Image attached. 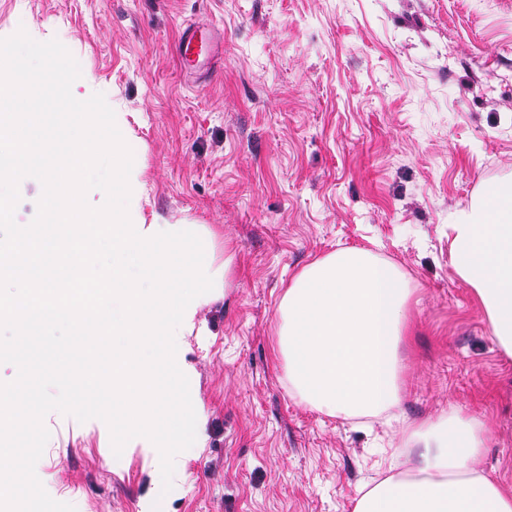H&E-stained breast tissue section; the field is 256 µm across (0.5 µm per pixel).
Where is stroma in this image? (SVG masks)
Masks as SVG:
<instances>
[{
  "mask_svg": "<svg viewBox=\"0 0 512 512\" xmlns=\"http://www.w3.org/2000/svg\"><path fill=\"white\" fill-rule=\"evenodd\" d=\"M224 55L183 73L189 24ZM63 44L75 94L124 113L145 217L217 235L224 299L187 361L206 447L114 455L107 425L57 411L36 474L76 512H352L390 443L449 411L474 419L479 464L512 484V357L450 260L451 216L512 184V0H0V38ZM345 247L412 290L400 417L346 421L293 395L278 309L307 266Z\"/></svg>",
  "mask_w": 512,
  "mask_h": 512,
  "instance_id": "obj_1",
  "label": "stroma"
}]
</instances>
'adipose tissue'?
Returning <instances> with one entry per match:
<instances>
[{
	"mask_svg": "<svg viewBox=\"0 0 512 512\" xmlns=\"http://www.w3.org/2000/svg\"><path fill=\"white\" fill-rule=\"evenodd\" d=\"M457 275L473 287L491 334L512 357V190L490 185L448 227ZM411 290L401 271L344 248L305 268L279 308L285 375L302 403L343 419L400 405L398 346ZM411 456L365 485L353 512H512V485L477 465V422L457 412L410 427Z\"/></svg>",
	"mask_w": 512,
	"mask_h": 512,
	"instance_id": "obj_1",
	"label": "adipose tissue"
}]
</instances>
